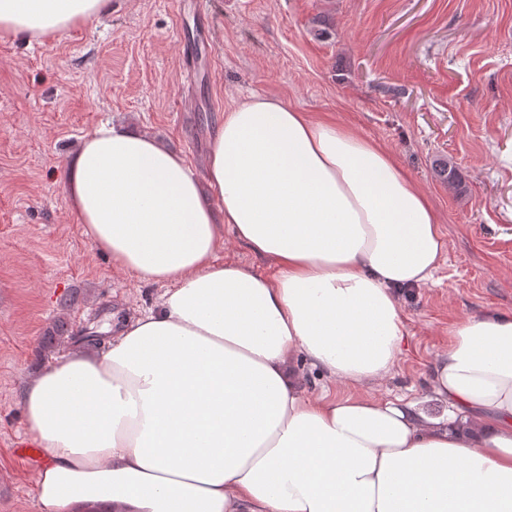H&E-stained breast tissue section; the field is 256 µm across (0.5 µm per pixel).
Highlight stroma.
I'll use <instances>...</instances> for the list:
<instances>
[{"label":"stroma","instance_id":"stroma-1","mask_svg":"<svg viewBox=\"0 0 512 512\" xmlns=\"http://www.w3.org/2000/svg\"><path fill=\"white\" fill-rule=\"evenodd\" d=\"M252 95L384 144L437 211L447 253L403 291V352L371 396L446 416L428 382L450 330L512 316V0H112L54 40L0 39V512H36L37 471L13 448L28 380L165 290L83 235L68 159L109 120L201 165L224 110ZM441 158L458 186L436 178ZM60 318L68 338L43 351Z\"/></svg>","mask_w":512,"mask_h":512}]
</instances>
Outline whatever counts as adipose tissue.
<instances>
[{"instance_id":"ef3b65f1","label":"adipose tissue","mask_w":512,"mask_h":512,"mask_svg":"<svg viewBox=\"0 0 512 512\" xmlns=\"http://www.w3.org/2000/svg\"><path fill=\"white\" fill-rule=\"evenodd\" d=\"M111 12L0 0V35L45 41ZM205 172L109 121L69 160L84 236L166 290L102 350L73 347L26 386L48 454L38 512H512L511 316L463 320L435 360L436 398L483 416L472 433L365 394L399 359L400 289L446 250L393 155L253 95L224 112ZM228 232L274 276L218 261ZM300 360L325 375L318 396Z\"/></svg>"}]
</instances>
